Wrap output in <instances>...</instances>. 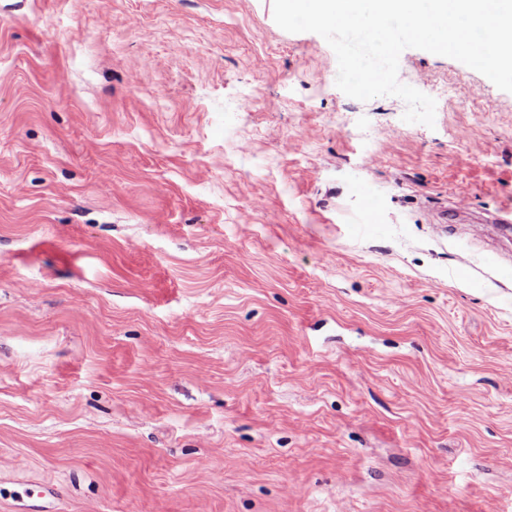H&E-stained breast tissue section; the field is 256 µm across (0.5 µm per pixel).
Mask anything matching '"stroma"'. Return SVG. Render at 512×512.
<instances>
[{"label": "stroma", "instance_id": "stroma-1", "mask_svg": "<svg viewBox=\"0 0 512 512\" xmlns=\"http://www.w3.org/2000/svg\"><path fill=\"white\" fill-rule=\"evenodd\" d=\"M337 74L273 0H0V512H512V93Z\"/></svg>", "mask_w": 512, "mask_h": 512}]
</instances>
